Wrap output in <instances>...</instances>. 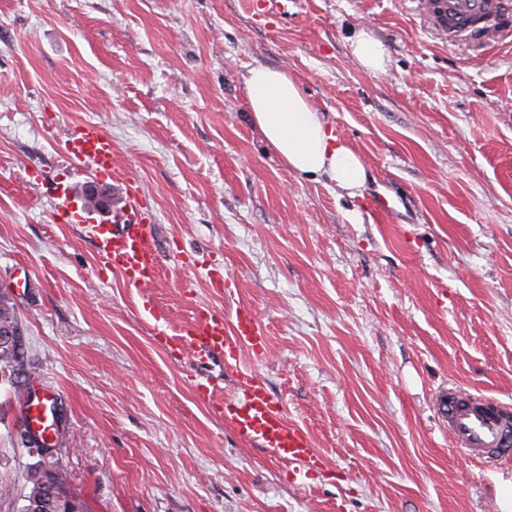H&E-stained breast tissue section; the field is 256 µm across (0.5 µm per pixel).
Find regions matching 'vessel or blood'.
Returning <instances> with one entry per match:
<instances>
[{
	"label": "vessel or blood",
	"mask_w": 512,
	"mask_h": 512,
	"mask_svg": "<svg viewBox=\"0 0 512 512\" xmlns=\"http://www.w3.org/2000/svg\"><path fill=\"white\" fill-rule=\"evenodd\" d=\"M426 8L434 25L455 34L465 31L477 18L498 11L499 2L426 0ZM65 153L75 168L106 173L125 184L123 204L113 209L112 223L86 225L87 232L101 266L120 273L128 287H143L157 274V256L148 239V216L137 180L120 169L112 139L98 125L79 126L68 140ZM54 197L55 214L64 223L86 224L65 190H56ZM164 340L195 364L204 365L218 358H235L244 348L254 358H262L266 331L249 309L240 307L231 317L216 311L197 313L191 324L165 334ZM238 376V393L218 405L225 423L242 440L256 444L270 457L308 470L317 467L322 457L311 435L287 419L262 375L243 369ZM439 408L454 447L487 463L512 457V408L485 397H464L453 389L441 396ZM21 419L27 430L40 438H49L56 431L55 420L43 402L28 401L21 410Z\"/></svg>",
	"instance_id": "1"
}]
</instances>
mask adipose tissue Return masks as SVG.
<instances>
[{
    "label": "adipose tissue",
    "instance_id": "ef3b65f1",
    "mask_svg": "<svg viewBox=\"0 0 512 512\" xmlns=\"http://www.w3.org/2000/svg\"><path fill=\"white\" fill-rule=\"evenodd\" d=\"M243 83L251 120L297 175L325 178L355 193L367 179L359 155L344 143L286 70L249 68Z\"/></svg>",
    "mask_w": 512,
    "mask_h": 512
}]
</instances>
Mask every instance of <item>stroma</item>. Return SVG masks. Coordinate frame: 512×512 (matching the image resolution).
I'll use <instances>...</instances> for the list:
<instances>
[{
    "label": "stroma",
    "instance_id": "obj_1",
    "mask_svg": "<svg viewBox=\"0 0 512 512\" xmlns=\"http://www.w3.org/2000/svg\"><path fill=\"white\" fill-rule=\"evenodd\" d=\"M362 29L385 73L355 58ZM257 65L287 70L360 156L355 195L269 147L242 82ZM88 122L148 198L158 270L137 291L52 218L48 183L125 196L69 165ZM1 294L20 360L0 362V512L37 468L87 512H512V459L465 457L436 410L451 387L512 405V37L445 36L420 0H299L283 21L251 0H0ZM148 300L172 328L252 309L267 351L237 363L322 465L242 441L198 392L234 395V374L168 354ZM34 378L58 422L47 451L22 438Z\"/></svg>",
    "mask_w": 512,
    "mask_h": 512
}]
</instances>
